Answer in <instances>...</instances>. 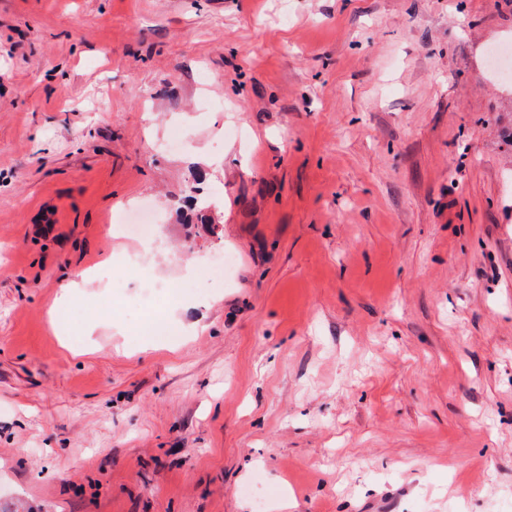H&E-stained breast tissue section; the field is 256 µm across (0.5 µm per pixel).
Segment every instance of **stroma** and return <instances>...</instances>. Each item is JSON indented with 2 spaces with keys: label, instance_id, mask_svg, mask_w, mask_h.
<instances>
[{
  "label": "stroma",
  "instance_id": "35a3bbf8",
  "mask_svg": "<svg viewBox=\"0 0 512 512\" xmlns=\"http://www.w3.org/2000/svg\"><path fill=\"white\" fill-rule=\"evenodd\" d=\"M504 43L512 0H0V504L512 512ZM131 258L208 293L136 312Z\"/></svg>",
  "mask_w": 512,
  "mask_h": 512
}]
</instances>
